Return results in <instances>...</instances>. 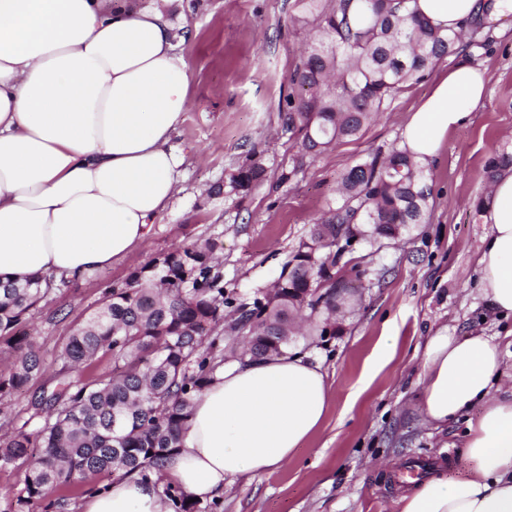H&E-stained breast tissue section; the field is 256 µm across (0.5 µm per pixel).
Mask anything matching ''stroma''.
Masks as SVG:
<instances>
[{
    "instance_id": "1",
    "label": "stroma",
    "mask_w": 512,
    "mask_h": 512,
    "mask_svg": "<svg viewBox=\"0 0 512 512\" xmlns=\"http://www.w3.org/2000/svg\"><path fill=\"white\" fill-rule=\"evenodd\" d=\"M293 4L183 0L175 43L192 70L194 105L172 140L185 157L182 190L155 218L142 247L53 289L36 307L30 332L42 371L0 400L1 428L33 419L31 401L56 384L59 351L73 328L100 305L108 286L156 254L210 238L218 244L226 291L247 298L270 284L335 200L347 169L376 150L400 147L410 112L458 62L446 57L404 88L360 138L302 153L281 109L315 28L294 22ZM482 39L469 58L486 72V95L427 167L432 199L424 223L379 247L354 244L337 268L355 284L347 305L326 335L304 329L289 340L290 349L310 352L328 375L331 400L322 425L288 464L202 499L206 512H395L404 488L397 475L410 457L443 455L445 473H463L464 423L428 429L416 406L427 336L443 327L458 336L512 329V316L493 313L477 286L481 239L489 230L478 211L491 187L485 164L512 152V13L487 21ZM250 159L263 166L264 179L243 198L229 183ZM383 336L396 337L395 351L365 378Z\"/></svg>"
}]
</instances>
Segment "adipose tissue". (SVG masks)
Returning a JSON list of instances; mask_svg holds the SVG:
<instances>
[{"label":"adipose tissue","instance_id":"obj_1","mask_svg":"<svg viewBox=\"0 0 512 512\" xmlns=\"http://www.w3.org/2000/svg\"><path fill=\"white\" fill-rule=\"evenodd\" d=\"M180 0H0V277L81 279L142 244L180 190L184 158L171 139L190 107L191 72L174 44ZM434 25L459 28L485 0H415ZM484 70L461 60L433 86L403 130L427 165L448 132L482 102ZM490 229L481 292L512 315V171L482 205ZM512 338L425 341L423 423L466 418L465 476H434L401 496L398 512H512ZM327 376L306 355L225 366L197 397L182 445L160 476H133L86 495L80 512H174L159 484L194 498L287 463L320 428Z\"/></svg>","mask_w":512,"mask_h":512}]
</instances>
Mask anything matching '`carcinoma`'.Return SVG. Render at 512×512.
Returning a JSON list of instances; mask_svg holds the SVG:
<instances>
[{"mask_svg": "<svg viewBox=\"0 0 512 512\" xmlns=\"http://www.w3.org/2000/svg\"><path fill=\"white\" fill-rule=\"evenodd\" d=\"M414 0H295L297 21L316 25L311 44L290 75L284 124L318 152L363 128L407 84L424 79L440 60L481 45L474 19L448 32L412 7ZM512 166V153L491 157L493 181ZM264 176L250 163L230 188L246 197ZM427 175L406 151H378L342 177L336 206L312 225L309 238L282 265L278 279L249 301L226 293L211 239L163 252L124 282L108 289L101 306L72 331L60 359L62 377L32 405L46 413L0 436V465L26 467L19 494L0 512L62 506L51 496L75 491L89 476L148 478L180 447L197 396L226 364V346L242 338L235 360L282 356L289 320L336 313L353 284L336 276V264L357 239L395 240L411 224L424 223L430 207ZM69 280L36 276L0 279V343L14 351L0 374V399L37 378L41 360L26 332L31 311ZM112 372L89 375L99 358ZM163 493L174 512H200L182 491Z\"/></svg>", "mask_w": 512, "mask_h": 512, "instance_id": "obj_1", "label": "carcinoma"}]
</instances>
